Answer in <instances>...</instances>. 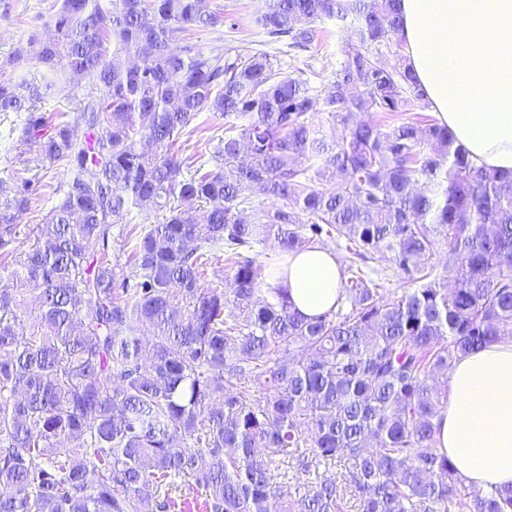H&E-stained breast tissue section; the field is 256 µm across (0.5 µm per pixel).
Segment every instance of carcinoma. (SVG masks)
<instances>
[{
  "label": "carcinoma",
  "instance_id": "cac0c4a2",
  "mask_svg": "<svg viewBox=\"0 0 512 512\" xmlns=\"http://www.w3.org/2000/svg\"><path fill=\"white\" fill-rule=\"evenodd\" d=\"M326 20L347 39L319 87L265 51L200 50L218 0H61L53 36L11 58L50 74L0 73V113L68 177L20 268L0 265V512H512V485L475 491L437 448L456 360L512 340V175L420 121L407 60L385 62L396 0H265L256 22L299 54ZM76 75L91 92L67 110ZM204 111L224 136L183 157ZM34 191L0 184V262ZM135 209L156 221L114 265ZM324 235L352 261L337 307L308 318L265 278ZM374 253L401 287L380 288ZM289 459L315 476L298 498Z\"/></svg>",
  "mask_w": 512,
  "mask_h": 512
}]
</instances>
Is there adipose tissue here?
Segmentation results:
<instances>
[{
    "mask_svg": "<svg viewBox=\"0 0 512 512\" xmlns=\"http://www.w3.org/2000/svg\"><path fill=\"white\" fill-rule=\"evenodd\" d=\"M408 63L454 143L477 165L512 173V0H398ZM341 264L314 247L271 280L306 317L334 308ZM440 446L473 489L512 484V342L457 360Z\"/></svg>",
    "mask_w": 512,
    "mask_h": 512,
    "instance_id": "ef3b65f1",
    "label": "adipose tissue"
}]
</instances>
